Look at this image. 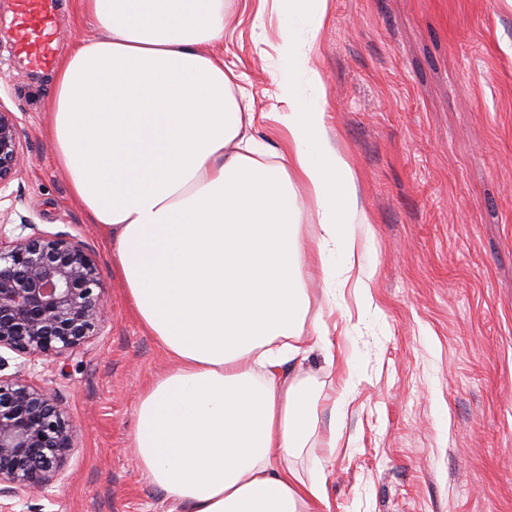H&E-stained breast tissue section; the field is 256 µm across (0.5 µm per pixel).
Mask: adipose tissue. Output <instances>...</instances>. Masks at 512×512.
Here are the masks:
<instances>
[{
    "label": "adipose tissue",
    "mask_w": 512,
    "mask_h": 512,
    "mask_svg": "<svg viewBox=\"0 0 512 512\" xmlns=\"http://www.w3.org/2000/svg\"><path fill=\"white\" fill-rule=\"evenodd\" d=\"M105 31L60 64L50 136L72 196L112 240V270L168 361L139 397L131 443L182 512H331L325 480L288 465L317 423L320 397L286 363L330 350L305 326L303 267L353 276L352 225L367 223L351 157L335 147L312 62L327 0H273L272 79L287 111L279 161L224 63V0H80ZM319 233L305 239L299 192Z\"/></svg>",
    "instance_id": "1"
}]
</instances>
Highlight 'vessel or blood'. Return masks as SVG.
<instances>
[{
	"mask_svg": "<svg viewBox=\"0 0 512 512\" xmlns=\"http://www.w3.org/2000/svg\"><path fill=\"white\" fill-rule=\"evenodd\" d=\"M54 0H17L18 25L23 53L38 67L55 62Z\"/></svg>",
	"mask_w": 512,
	"mask_h": 512,
	"instance_id": "1",
	"label": "vessel or blood"
}]
</instances>
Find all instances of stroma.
<instances>
[{"instance_id": "35a3bbf8", "label": "stroma", "mask_w": 512, "mask_h": 512, "mask_svg": "<svg viewBox=\"0 0 512 512\" xmlns=\"http://www.w3.org/2000/svg\"><path fill=\"white\" fill-rule=\"evenodd\" d=\"M225 63L244 75L256 137L281 146L270 79L271 0H224ZM57 57L101 37L77 0H55ZM16 0H0V107L24 162L0 190L8 224L79 235L111 317L98 336L33 378L57 391L75 429L62 479L0 500V512H170L131 446L138 398L167 366L129 310L105 233L70 195L45 130L53 68L19 50ZM331 134L354 163L369 221L354 232L371 302L353 287L327 305L305 268L310 315L336 322L332 355L295 373L321 400L289 464L325 477L334 512H512V5L507 0H328L315 55ZM353 385L342 393L344 372ZM346 395L342 438L325 447Z\"/></svg>"}]
</instances>
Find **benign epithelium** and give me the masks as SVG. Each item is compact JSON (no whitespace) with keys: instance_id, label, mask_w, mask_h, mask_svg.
Wrapping results in <instances>:
<instances>
[{"instance_id":"obj_1","label":"benign epithelium","mask_w":512,"mask_h":512,"mask_svg":"<svg viewBox=\"0 0 512 512\" xmlns=\"http://www.w3.org/2000/svg\"><path fill=\"white\" fill-rule=\"evenodd\" d=\"M22 153L14 113L0 107V189L20 173ZM8 215L0 211V349L26 361L0 375V498L53 483L74 448L57 393L36 383L26 363L77 352L108 321L99 269L82 241L32 223L11 237Z\"/></svg>"}]
</instances>
